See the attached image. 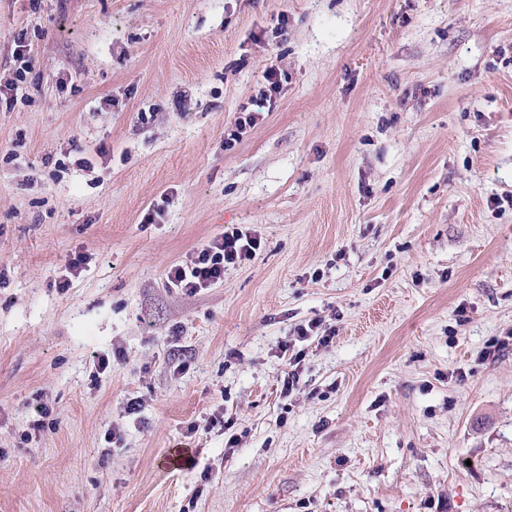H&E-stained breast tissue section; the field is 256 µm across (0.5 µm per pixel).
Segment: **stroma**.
<instances>
[{
	"label": "stroma",
	"instance_id": "stroma-1",
	"mask_svg": "<svg viewBox=\"0 0 512 512\" xmlns=\"http://www.w3.org/2000/svg\"><path fill=\"white\" fill-rule=\"evenodd\" d=\"M228 224L256 256L167 287ZM494 336L512 0H0V512H512ZM262 80L265 84L266 91H263L261 97L255 99L251 104L252 106H256L257 109L247 112L245 111L248 107L241 109V112H239L240 115L236 117L234 122L235 130H232L227 134V138H224V147H232L246 131L247 126L249 128L253 127L256 122V115L262 112L264 108H267V112L273 110L276 101L275 96L278 94L280 88V69L274 63L266 66L262 72ZM321 330V331H320ZM299 342H306L314 338L318 345H329L334 338V330L331 327H324L320 322L308 323L307 327L302 326L297 328ZM294 347L295 343L293 345L285 344L282 350V356H286L287 353L291 351V355H289L287 359L290 369L287 373H285L281 388L282 394L286 396L291 393L299 384L300 364L305 357L306 348H301L295 351Z\"/></svg>",
	"mask_w": 512,
	"mask_h": 512
}]
</instances>
